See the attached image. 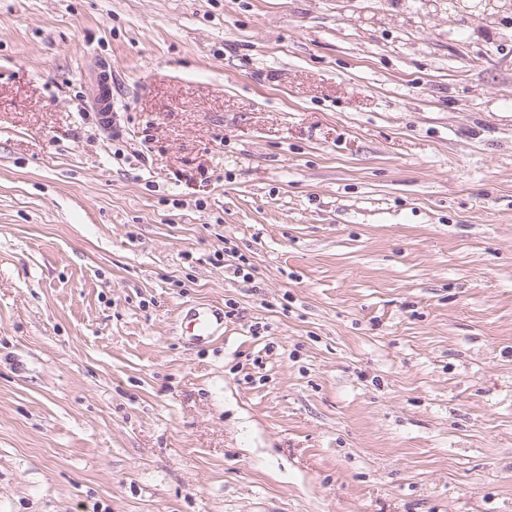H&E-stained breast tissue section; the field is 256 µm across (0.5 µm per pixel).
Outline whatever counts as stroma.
Wrapping results in <instances>:
<instances>
[{
  "label": "stroma",
  "instance_id": "35a3bbf8",
  "mask_svg": "<svg viewBox=\"0 0 512 512\" xmlns=\"http://www.w3.org/2000/svg\"><path fill=\"white\" fill-rule=\"evenodd\" d=\"M0 512H512V12L0 0ZM192 317L191 323L196 341L211 340L224 334V316L219 309H215V307L196 308Z\"/></svg>",
  "mask_w": 512,
  "mask_h": 512
}]
</instances>
